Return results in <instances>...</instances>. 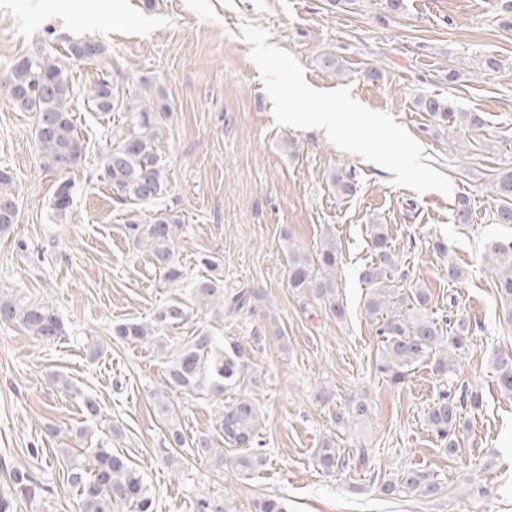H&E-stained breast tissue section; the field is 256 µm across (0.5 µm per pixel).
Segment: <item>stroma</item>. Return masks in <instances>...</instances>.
Here are the masks:
<instances>
[{
    "instance_id": "1",
    "label": "stroma",
    "mask_w": 512,
    "mask_h": 512,
    "mask_svg": "<svg viewBox=\"0 0 512 512\" xmlns=\"http://www.w3.org/2000/svg\"><path fill=\"white\" fill-rule=\"evenodd\" d=\"M405 3L396 14L386 0H0V74L41 48L63 61L74 123L88 144L78 169H45L33 114L0 94V171L19 195L17 222L0 237V293L49 302L66 329L46 342L0 325V493L12 512H77L70 467L106 438L142 473L156 512H197L203 497L224 499L231 512H258L272 497L288 512H512V399L499 393L493 366L496 353H512V328L499 322L496 275L484 259L490 243L512 240V224L494 220L492 188L496 171L512 167V26L497 0ZM246 23L291 53L311 87L351 88L365 106L392 116L451 180L452 196L394 187L389 173L320 132L275 126L241 36ZM88 38L111 57L117 96L166 93L171 114L157 150L167 191L152 203H120L108 185L104 152L125 123L86 104L96 65L67 58L66 48ZM489 58L497 69H485ZM374 69L381 80L370 79ZM429 96L480 113L482 126H438L417 104ZM337 175L349 177L353 195L337 197ZM64 177L76 192L59 218L54 191ZM462 196L467 224L456 218ZM156 215L180 223L173 250L186 282L207 274L203 260L215 256L225 295H253L250 311L224 317V342L240 345L249 371L223 401L166 386L172 346L208 326L211 313L168 328L164 348L112 336L113 325L149 321L157 307L184 297L186 283L162 286L148 245L127 234V224ZM372 224L388 227L394 285L426 289L435 318L454 312L471 323L455 379L479 392L483 406L466 414L456 455L438 447L425 423L440 383L431 363L399 387L376 371L377 322L366 315L359 279L374 257ZM327 234L341 255L340 320L288 286L287 243L312 255ZM438 240L447 254L435 250ZM452 265L464 270L462 280H449ZM57 372L72 390L52 383ZM87 394L100 401L103 422L86 421ZM244 395L262 414L257 438L266 464L253 473L217 467L190 448L207 435L225 458L237 456L217 424L224 403ZM352 395L368 398L370 416L337 426ZM173 427L188 445L168 461ZM328 439L350 456L329 473L315 454ZM358 447L367 448V461L352 457ZM16 467L29 473L28 489L13 484ZM412 468L438 473L441 492H382Z\"/></svg>"
}]
</instances>
